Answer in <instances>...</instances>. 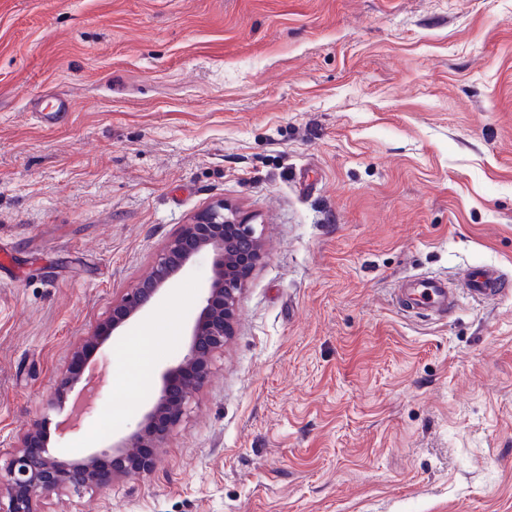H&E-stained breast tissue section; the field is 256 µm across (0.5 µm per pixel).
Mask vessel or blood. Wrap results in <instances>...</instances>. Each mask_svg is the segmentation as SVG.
<instances>
[{"label": "vessel or blood", "instance_id": "1", "mask_svg": "<svg viewBox=\"0 0 512 512\" xmlns=\"http://www.w3.org/2000/svg\"><path fill=\"white\" fill-rule=\"evenodd\" d=\"M512 295V278L488 266L465 271L459 288H449L445 279L436 276H416L404 282L398 291V301L404 310L417 311L437 320L455 312L461 299L486 303Z\"/></svg>", "mask_w": 512, "mask_h": 512}]
</instances>
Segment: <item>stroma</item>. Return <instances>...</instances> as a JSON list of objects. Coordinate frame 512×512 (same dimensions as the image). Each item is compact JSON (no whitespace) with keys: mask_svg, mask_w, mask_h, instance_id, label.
I'll list each match as a JSON object with an SVG mask.
<instances>
[{"mask_svg":"<svg viewBox=\"0 0 512 512\" xmlns=\"http://www.w3.org/2000/svg\"><path fill=\"white\" fill-rule=\"evenodd\" d=\"M264 254L147 473L40 512H512V297L443 321L399 281L512 276V0H0V468L83 336L206 206ZM212 277L105 365L65 459L134 430Z\"/></svg>","mask_w":512,"mask_h":512,"instance_id":"1","label":"stroma"}]
</instances>
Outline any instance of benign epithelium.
Listing matches in <instances>:
<instances>
[{"instance_id":"obj_1","label":"benign epithelium","mask_w":512,"mask_h":512,"mask_svg":"<svg viewBox=\"0 0 512 512\" xmlns=\"http://www.w3.org/2000/svg\"><path fill=\"white\" fill-rule=\"evenodd\" d=\"M262 250L263 237L255 225L241 221L222 201L208 206L194 222L182 225L154 258L151 273L112 301L105 324L83 337L73 355L75 361L92 359L110 335L148 310L197 254L210 253V286L203 289L184 353L162 374L155 403L144 410L134 431L104 450L92 449L74 460L51 453L48 421H34L8 463L5 476L0 477L8 498L6 505L0 501V512H38L39 498L59 490L101 489L117 476L150 470L153 458L139 456V449L160 447L187 412L193 394L204 386L213 356L224 349L240 294ZM76 388L85 391L83 373L70 367L56 389L57 401H63Z\"/></svg>"}]
</instances>
